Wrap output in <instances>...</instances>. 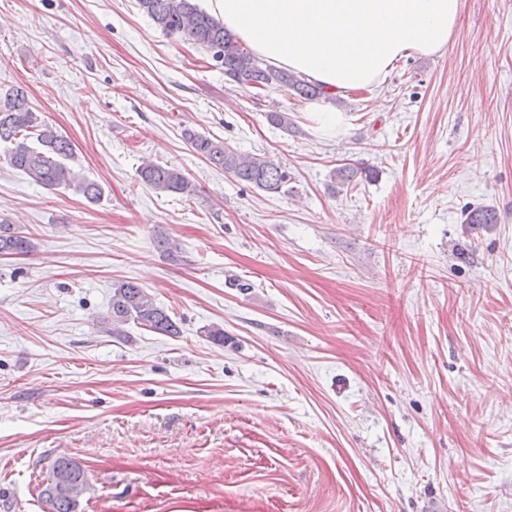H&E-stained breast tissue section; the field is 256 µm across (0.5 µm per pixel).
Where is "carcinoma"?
I'll list each match as a JSON object with an SVG mask.
<instances>
[{
	"label": "carcinoma",
	"mask_w": 512,
	"mask_h": 512,
	"mask_svg": "<svg viewBox=\"0 0 512 512\" xmlns=\"http://www.w3.org/2000/svg\"><path fill=\"white\" fill-rule=\"evenodd\" d=\"M143 11L163 33L189 41L214 52L224 64V75L236 84L256 89L269 87L292 91L304 99L323 95L320 86L284 69L264 65L252 53L241 48L239 39L224 29V24L202 10L196 0H137ZM185 138L196 154L237 181L260 190L277 193L291 180L288 170L265 155L242 154L223 141L188 131ZM8 145L7 162L23 172L31 182L46 189L76 186L90 202H97L103 189L94 180L79 176L66 164L72 153L70 142L49 126L30 105L25 89L11 88L0 105V143ZM138 176L149 188L171 195L191 197L197 186L180 169L150 161L140 165ZM375 177V170L345 164L331 174V182L350 186ZM464 224H496L497 212L490 207H475L463 215ZM33 249L30 238L5 218H0V255H21ZM112 334L130 321L163 335L178 336L180 327L165 308L133 281H121L112 287ZM70 472L73 480L87 485L84 470L75 461L61 456L51 465V476L40 492L48 512H77L79 499L57 492L59 470Z\"/></svg>",
	"instance_id": "1"
}]
</instances>
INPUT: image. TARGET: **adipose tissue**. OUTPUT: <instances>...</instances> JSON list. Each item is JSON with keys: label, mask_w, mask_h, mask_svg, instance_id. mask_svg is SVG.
I'll use <instances>...</instances> for the list:
<instances>
[{"label": "adipose tissue", "mask_w": 512, "mask_h": 512, "mask_svg": "<svg viewBox=\"0 0 512 512\" xmlns=\"http://www.w3.org/2000/svg\"><path fill=\"white\" fill-rule=\"evenodd\" d=\"M263 63L327 94L379 85L395 62L432 55L454 35L460 0H210Z\"/></svg>", "instance_id": "obj_1"}]
</instances>
